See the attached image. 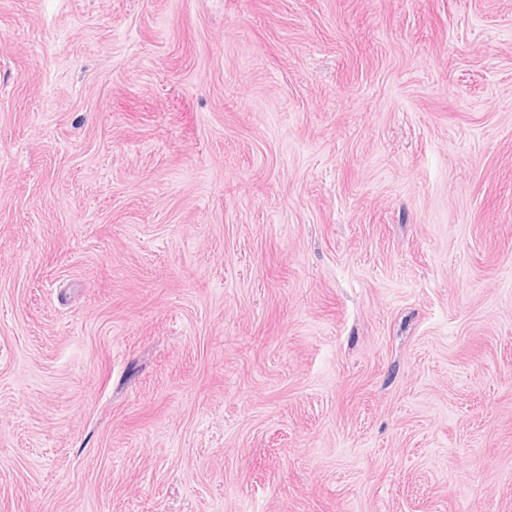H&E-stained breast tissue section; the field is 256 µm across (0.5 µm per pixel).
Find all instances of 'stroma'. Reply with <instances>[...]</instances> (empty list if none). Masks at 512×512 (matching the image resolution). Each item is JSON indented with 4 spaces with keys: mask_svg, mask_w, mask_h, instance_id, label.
Returning <instances> with one entry per match:
<instances>
[{
    "mask_svg": "<svg viewBox=\"0 0 512 512\" xmlns=\"http://www.w3.org/2000/svg\"><path fill=\"white\" fill-rule=\"evenodd\" d=\"M0 512H512V0H0Z\"/></svg>",
    "mask_w": 512,
    "mask_h": 512,
    "instance_id": "stroma-1",
    "label": "stroma"
}]
</instances>
